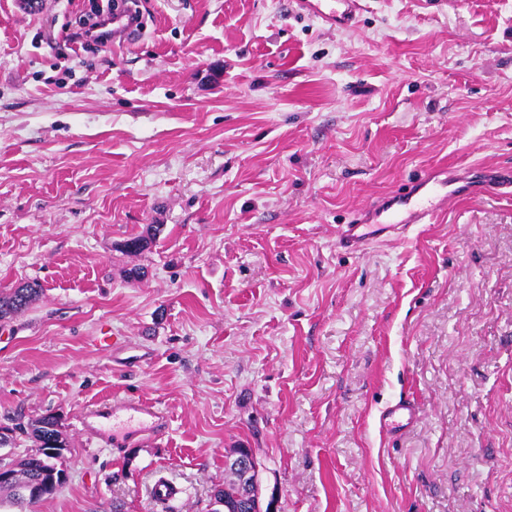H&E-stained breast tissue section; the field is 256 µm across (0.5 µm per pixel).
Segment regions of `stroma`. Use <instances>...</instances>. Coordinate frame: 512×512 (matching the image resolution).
Masks as SVG:
<instances>
[{
  "label": "stroma",
  "mask_w": 512,
  "mask_h": 512,
  "mask_svg": "<svg viewBox=\"0 0 512 512\" xmlns=\"http://www.w3.org/2000/svg\"><path fill=\"white\" fill-rule=\"evenodd\" d=\"M137 2L138 37L83 51L85 0H0V290H43L0 321V426L54 413L68 441L37 512H210L237 448L275 512H512V195L336 246L431 169H512V0L333 30L294 0ZM123 396L167 432H80ZM416 419L415 403L400 400L387 406L380 416V426L387 434L403 432L413 425Z\"/></svg>",
  "instance_id": "1"
}]
</instances>
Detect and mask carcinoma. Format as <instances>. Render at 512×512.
Returning a JSON list of instances; mask_svg holds the SVG:
<instances>
[{
    "label": "carcinoma",
    "mask_w": 512,
    "mask_h": 512,
    "mask_svg": "<svg viewBox=\"0 0 512 512\" xmlns=\"http://www.w3.org/2000/svg\"><path fill=\"white\" fill-rule=\"evenodd\" d=\"M37 285H26L0 292V320L29 308L41 295ZM25 436L32 442L31 448L24 454L16 455L11 449L17 446V436ZM68 442L59 421L52 415H45L27 423L17 422L12 427H0V466L12 468V482L0 484V508L9 505L16 512H35V507L46 497L54 494L62 485L57 461L63 457ZM40 483L34 494H25L24 490ZM238 495L237 475L232 468H226L224 485L217 489V497L225 501L229 512H237L235 501Z\"/></svg>",
    "instance_id": "carcinoma-1"
}]
</instances>
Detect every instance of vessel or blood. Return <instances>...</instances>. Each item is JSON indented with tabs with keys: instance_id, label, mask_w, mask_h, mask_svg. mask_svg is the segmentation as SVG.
Segmentation results:
<instances>
[{
	"instance_id": "1",
	"label": "vessel or blood",
	"mask_w": 512,
	"mask_h": 512,
	"mask_svg": "<svg viewBox=\"0 0 512 512\" xmlns=\"http://www.w3.org/2000/svg\"><path fill=\"white\" fill-rule=\"evenodd\" d=\"M329 25L355 22L364 0H296ZM512 189V171L481 169L453 180L432 171L408 189L373 200L361 211L356 223L341 224L336 229V246L349 253H364L376 244L403 234L416 224H427L448 199L472 197L488 190ZM416 419L413 401L401 400L387 406L380 416L386 433L405 431ZM82 430L106 447L120 448L133 441L150 442L161 437L168 425L165 413L154 403L121 398L87 409Z\"/></svg>"
}]
</instances>
